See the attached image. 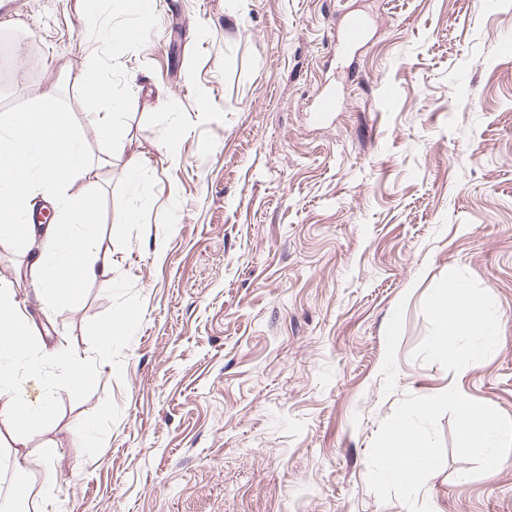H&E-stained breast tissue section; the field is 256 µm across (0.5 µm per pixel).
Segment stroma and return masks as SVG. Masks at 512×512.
Instances as JSON below:
<instances>
[{"label":"stroma","mask_w":512,"mask_h":512,"mask_svg":"<svg viewBox=\"0 0 512 512\" xmlns=\"http://www.w3.org/2000/svg\"><path fill=\"white\" fill-rule=\"evenodd\" d=\"M349 12L369 29L346 59L334 35ZM137 20L131 0H19L0 43L25 31L28 70L0 83V113L63 83L97 159L68 78L91 33ZM149 28L99 61L124 156L67 189L93 196L111 287L53 304L20 278L29 241L0 245V285L46 357L29 394L56 413L26 428L31 447L58 443L32 468V512H406L367 485L405 396L455 387L512 417V0H169ZM325 88L340 106L319 123ZM131 154L147 160L137 184ZM451 278L496 338L448 356L431 348L432 300ZM120 317L100 346L93 327ZM439 431L445 463L418 502L512 512V455L472 477L451 415Z\"/></svg>","instance_id":"1"}]
</instances>
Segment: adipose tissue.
Instances as JSON below:
<instances>
[{"mask_svg":"<svg viewBox=\"0 0 512 512\" xmlns=\"http://www.w3.org/2000/svg\"><path fill=\"white\" fill-rule=\"evenodd\" d=\"M73 81L81 87L83 101L94 107L91 120L104 151H111L124 137L117 119L120 102L111 85L93 64L74 75ZM60 93V83L48 84L30 111L0 114V241L20 234L33 238L35 249L27 268L36 293L63 298L85 282H111L112 269L97 261L92 197L75 201L63 192L65 185L87 178L89 169L71 114L60 105ZM47 186L59 192L58 222L41 228L19 223L20 210L31 207ZM434 305L441 321L449 325L432 340L437 351L453 352L461 337L482 333L488 326L482 299L468 295L456 281L441 288ZM33 341L29 315L15 290L0 287V426L10 431L8 446L0 448V468L11 469L18 480L27 478L29 459L53 454L49 446L30 448L20 423L24 417L44 425L54 420L49 399L30 401L14 375L20 362L29 378H39L41 364L31 357Z\"/></svg>","mask_w":512,"mask_h":512,"instance_id":"ef3b65f1","label":"adipose tissue"}]
</instances>
